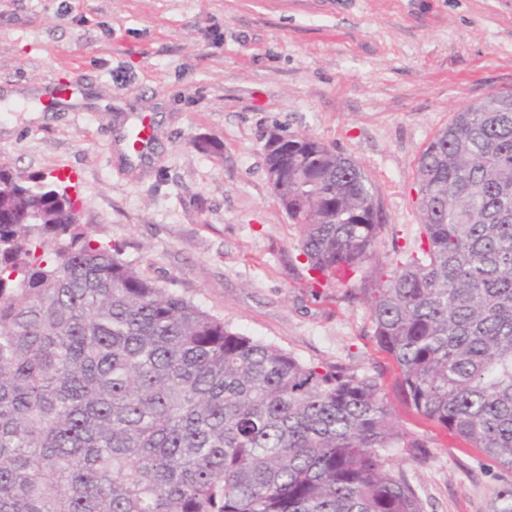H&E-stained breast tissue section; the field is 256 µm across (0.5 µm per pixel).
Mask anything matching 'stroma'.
<instances>
[{"label": "stroma", "instance_id": "1", "mask_svg": "<svg viewBox=\"0 0 512 512\" xmlns=\"http://www.w3.org/2000/svg\"><path fill=\"white\" fill-rule=\"evenodd\" d=\"M59 79L78 97L0 120V163L62 179L94 238L237 332L378 377L429 442L426 463L391 458L424 512H492L512 473L407 408L367 306L311 287L263 144L277 128L354 159L383 223L373 265L396 269L418 252L420 152L512 91V0H0V91ZM140 112L157 137L137 165L117 138Z\"/></svg>", "mask_w": 512, "mask_h": 512}]
</instances>
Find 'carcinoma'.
<instances>
[{
  "label": "carcinoma",
  "mask_w": 512,
  "mask_h": 512,
  "mask_svg": "<svg viewBox=\"0 0 512 512\" xmlns=\"http://www.w3.org/2000/svg\"><path fill=\"white\" fill-rule=\"evenodd\" d=\"M314 284L369 307L406 406L512 470V93L419 154L420 255L352 159L306 134L264 153ZM0 163V512H423L389 454L427 457L376 378L306 364L160 287Z\"/></svg>",
  "instance_id": "1"
}]
</instances>
